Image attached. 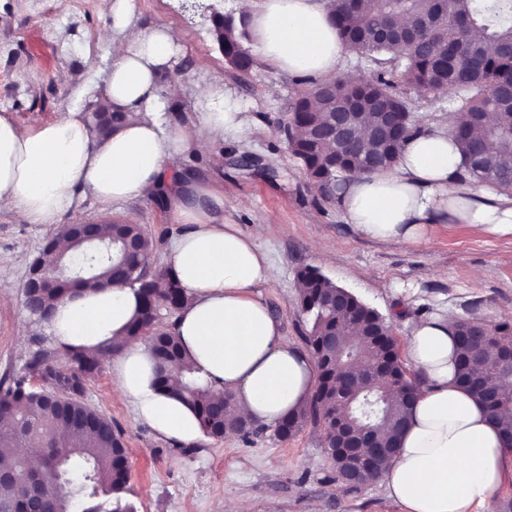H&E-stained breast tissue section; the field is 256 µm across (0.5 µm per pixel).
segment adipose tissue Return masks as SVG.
Returning <instances> with one entry per match:
<instances>
[{
  "instance_id": "ef3b65f1",
  "label": "adipose tissue",
  "mask_w": 512,
  "mask_h": 512,
  "mask_svg": "<svg viewBox=\"0 0 512 512\" xmlns=\"http://www.w3.org/2000/svg\"><path fill=\"white\" fill-rule=\"evenodd\" d=\"M110 9L117 59L96 102L124 114V122L99 138L80 111L34 130L0 114V213L58 224L75 209L81 187L132 224V203L161 198L185 227L168 251L188 297L176 322L188 360L233 393L230 415L277 426L306 405L316 368L253 293L271 273L259 241L276 228L259 224L243 233L224 219L223 188L190 173L173 186L167 180L173 165L196 153L222 167L224 156L214 146L243 139L246 119L223 85L202 89L183 80L185 53L168 26L144 24L135 0H112ZM237 9L250 21L262 62L292 76H334L344 50L333 23L334 0H237ZM465 121L462 112L438 113L393 169L352 175L338 198L346 223L376 241L428 245L438 224L511 237L512 198L461 178L462 157L450 132ZM140 308L129 286L83 287L30 330L51 333L67 350L119 345L112 362L117 392L160 435L194 441L201 429L175 394L178 378L170 379L168 391L157 390L149 351L126 334ZM455 323L446 311L415 320L409 329L407 354L421 384L401 448L382 475L405 512H475L493 500L506 476L499 428L455 382Z\"/></svg>"
}]
</instances>
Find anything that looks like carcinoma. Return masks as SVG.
Returning <instances> with one entry per match:
<instances>
[{"label": "carcinoma", "instance_id": "carcinoma-1", "mask_svg": "<svg viewBox=\"0 0 512 512\" xmlns=\"http://www.w3.org/2000/svg\"><path fill=\"white\" fill-rule=\"evenodd\" d=\"M432 8V0H356L349 8L339 3L334 24L343 44L357 56L381 66L377 77L369 80L374 93L384 97L404 122L405 133L400 142L390 147L391 163H396L406 143L422 130L419 119L410 111L400 85L417 92L430 89L448 94L453 112L468 114L467 124L452 132L459 146L466 175L475 184H490L502 192L512 191V98L497 96V85L512 82V57L502 56L495 46L512 41V0H448V24L425 35L419 45L410 48L391 40H377L372 29L378 16L390 19L406 14H423ZM478 31L482 39L472 38ZM249 37L248 26L236 23L224 28L226 51ZM363 80L351 78L337 86L336 96L350 99L361 95ZM329 102L315 99L309 91L299 99V107L288 122L284 139L293 159L319 184L321 200L336 202V193L349 173L334 168L332 146L308 135V127L327 114ZM138 239L140 258H151L155 245L140 224L119 225L112 221V236L91 245L71 241L72 253H56L47 259L50 266L60 265L68 275L56 279L55 286L40 294V306L53 307L68 291L82 285L106 283L116 269L126 268L137 259L129 258L124 249L125 238ZM300 297L298 306L308 318L304 340L317 367V382L307 405L288 415L273 436L286 440L306 423L319 425L323 431H362L369 423L393 431L379 434L372 441L378 449L374 469L363 475L362 485L381 479V467L400 448L401 431L405 428L407 410L413 405L417 377L407 374L401 361L392 373L375 378L368 368L380 358L375 343L363 336H387L385 318L357 297L336 307L331 295L336 283L313 270L297 275ZM128 284L138 287L142 299L140 314L128 327L130 336H147L159 342L152 350L156 383L166 386L175 367H180L179 396L196 413L202 432L217 437L225 431L250 441L253 435H264L267 428L253 424L242 428V421L231 419L215 409L233 402V395L223 391L185 361L179 336L173 325H162L152 313L154 305L163 307L166 316H179L188 298L171 268L154 271L134 268ZM481 329L488 333L485 357L496 360L495 373L512 382V322L487 326L486 322L467 317L458 320L454 336L456 344V379L490 416L499 421L506 439L504 448L512 450V396L487 400L482 385L472 381L478 368L467 354V336ZM343 342L337 348L325 343L329 336ZM66 364H54L55 352L38 348L32 352L28 370L38 375L42 388L28 389L25 381L0 379V419L11 420V428L0 430V446L31 448L43 454L49 464L46 486L53 496L46 505L15 482H0V509L3 512H74V499L83 502L82 512H136L125 497L130 492L126 448L122 433L112 422L85 404L80 388L96 377L103 368L102 352L64 351ZM343 400L336 397L338 382L358 375ZM70 432L59 435L60 429Z\"/></svg>", "mask_w": 512, "mask_h": 512}]
</instances>
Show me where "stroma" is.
<instances>
[{"label": "stroma", "instance_id": "35a3bbf8", "mask_svg": "<svg viewBox=\"0 0 512 512\" xmlns=\"http://www.w3.org/2000/svg\"><path fill=\"white\" fill-rule=\"evenodd\" d=\"M136 6L144 21L171 27L188 57L208 62L199 85L222 83L247 118L245 140L215 146L224 156L222 169H213L205 154L181 166L223 183L224 218L243 233L257 224L276 225V235L261 243L272 276L255 293L281 321L288 341L303 345L307 332L297 306V273L306 267L383 315L402 355L412 320L445 309L492 324L512 318V237H478L463 224L438 225L430 246L361 237L337 204L312 192L275 129V120L292 112L315 79L263 64L238 74L211 38L208 10L182 8L179 0H136ZM113 61L107 0H0V114L34 129L75 108L93 112ZM62 73L68 82L59 81ZM246 153L276 169L277 178L240 167L237 160ZM131 209L155 243L152 262L170 265L168 241L181 225L157 199ZM55 233V225L0 214V377L25 379L35 389L42 382L27 369L36 345L24 286L31 262ZM83 399L122 431L137 512H224L230 499L246 500L251 512H267L272 502L278 512H308L314 501L321 512H405L382 483L349 491L337 482L319 426L306 424L285 441L263 437L249 444L235 435L177 443L137 418L130 400L116 392L108 365L86 383Z\"/></svg>", "mask_w": 512, "mask_h": 512}]
</instances>
